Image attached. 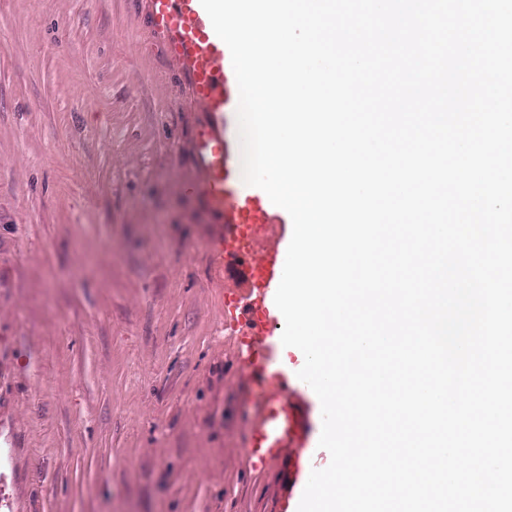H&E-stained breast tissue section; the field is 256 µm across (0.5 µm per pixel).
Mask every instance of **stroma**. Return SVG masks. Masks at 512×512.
Wrapping results in <instances>:
<instances>
[{"label": "stroma", "instance_id": "stroma-1", "mask_svg": "<svg viewBox=\"0 0 512 512\" xmlns=\"http://www.w3.org/2000/svg\"><path fill=\"white\" fill-rule=\"evenodd\" d=\"M204 117L139 0H0V512H273Z\"/></svg>", "mask_w": 512, "mask_h": 512}]
</instances>
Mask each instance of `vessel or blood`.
<instances>
[{
  "label": "vessel or blood",
  "instance_id": "1",
  "mask_svg": "<svg viewBox=\"0 0 512 512\" xmlns=\"http://www.w3.org/2000/svg\"><path fill=\"white\" fill-rule=\"evenodd\" d=\"M143 5L152 32L181 71L196 110L205 115L194 137L200 177L191 184V191L225 225L228 235L263 237L267 226L288 224L283 208L242 179L238 143L228 130L239 101L231 53L215 33L200 0H143ZM287 248L283 230L264 239L248 262V293L234 297L233 307L248 324L239 343L249 354V375L256 385L269 389L259 401V423L250 437V455L261 463L287 461L293 472L313 456L314 449L310 387L295 373L274 368L278 341L271 326L283 319L274 297Z\"/></svg>",
  "mask_w": 512,
  "mask_h": 512
}]
</instances>
